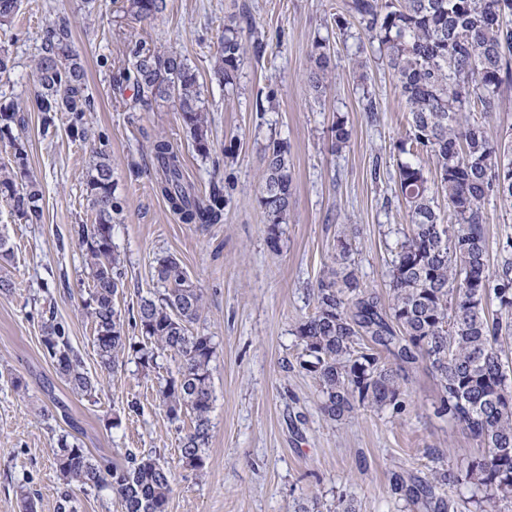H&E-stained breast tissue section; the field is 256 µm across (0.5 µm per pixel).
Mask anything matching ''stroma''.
Here are the masks:
<instances>
[{"mask_svg": "<svg viewBox=\"0 0 512 512\" xmlns=\"http://www.w3.org/2000/svg\"><path fill=\"white\" fill-rule=\"evenodd\" d=\"M124 0H20L11 25L0 28V51L15 67L0 78V105L17 104L24 144L41 190L40 223L29 224L0 200V234L12 250L0 276V512H21L20 489L37 498V512H56L60 479L58 435L71 434L95 457L123 460L126 451L160 455L174 474L168 512H292L297 499L317 498L321 512L340 499L359 512H433L423 500L396 493L399 476L427 477L432 467L481 454L459 424L438 414L440 390L423 364H407L406 408L359 409L333 421L320 409L317 380L301 370L298 322L314 310L313 288L330 266L338 239L352 245L349 261L380 301L388 299V267L406 226L397 203L398 145L407 131L397 79L355 19L337 25L343 0H167L153 21L136 22ZM246 11L265 43L247 53L233 86L212 75L228 16ZM67 18L86 70L93 107L86 119L96 147L112 163L123 210L112 227L122 287L115 298L128 335L141 298L157 289L160 257H176L201 288L197 330L212 336L213 409L206 466L179 463V439L190 415L170 422L156 390L176 370L171 358L144 372L128 360L101 371L94 326L84 315L91 278L71 239L93 220L86 195L91 147L72 139V116L58 113L44 127L31 102L33 65L47 25ZM136 39L180 53L198 73L211 119L209 156L199 155L177 106H140L132 84L118 83L127 47ZM329 42V89L317 96L307 82L314 40ZM376 111H366L367 102ZM351 131L331 148L336 119ZM168 136L200 196L224 195L217 224H184L155 193L151 143ZM286 142L294 196L277 243L259 204L264 154ZM490 262L500 265L512 240V205L486 204ZM53 305L87 370L100 378L95 398L77 396L57 377L41 347L38 312ZM22 388H15V381Z\"/></svg>", "mask_w": 512, "mask_h": 512, "instance_id": "stroma-1", "label": "stroma"}]
</instances>
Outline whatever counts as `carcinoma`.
Instances as JSON below:
<instances>
[{"instance_id": "1", "label": "carcinoma", "mask_w": 512, "mask_h": 512, "mask_svg": "<svg viewBox=\"0 0 512 512\" xmlns=\"http://www.w3.org/2000/svg\"><path fill=\"white\" fill-rule=\"evenodd\" d=\"M19 5L20 0H0L1 27L11 23ZM166 6V0H126L125 13L141 23ZM344 7L377 42L405 98L409 133L400 151L430 155L434 179L418 164H398L397 200L405 208L408 228L396 243L388 271V305L361 283L347 264L351 243L339 240L336 266L314 288V312L296 328L302 346L299 366L318 379L322 412L340 421L360 408L402 409L404 378L382 353L402 363H425L440 388V412L463 426L484 452L409 485L399 480L395 490L413 500L429 499L435 512H447L437 492L444 486L464 487L470 492L466 503L478 512H495L498 501L512 499V360L505 350L512 339V260L496 270L490 267L485 203L491 196L512 202V144L489 134L473 112L495 111L502 87L512 83V0H346ZM254 29L245 13L224 25L213 66L219 83H233L247 52L244 33ZM126 62L120 80L133 85L137 100L147 106L176 102L195 150L208 155L210 120L195 70L175 51L141 42L129 47ZM310 62L308 81L318 90L333 65L326 41L314 42ZM34 75L41 87L34 105L44 127L54 124L56 113L70 112L75 115L71 136L83 143L95 138L83 122L91 101L67 21L47 28ZM19 112L15 106L0 108V140L14 149L12 162L0 166V198L18 217L36 224L42 216L41 191L13 135V127L23 123ZM349 138L345 122L336 119L332 147L341 150ZM152 151L159 173L156 189L179 220L219 223L223 196L214 192L205 200L197 193L168 139L153 140ZM86 192L94 222L73 225L71 239L92 278L83 309L94 324L100 368L110 373L130 356L149 371L158 357L171 354L177 371L160 384L157 397L171 421L193 415V426L180 441L179 462L200 471L210 439L215 354L213 337L192 329L201 318L203 292L176 258L158 259L154 277L161 292L138 305L135 326L141 338L126 335L114 308L121 260L112 246V223L122 205L112 185V163L96 147L91 148ZM437 192L447 200L448 222L438 210ZM292 194L288 146L275 142L265 153L259 198L273 246L280 225L288 223ZM490 301L497 304L493 314ZM39 316L43 351L56 374L74 394L96 396L100 381L85 368L65 325L52 309ZM55 464L63 484L57 512H75V487L107 488L125 512H167L173 473L157 455L127 452L125 462L105 463L62 434Z\"/></svg>"}]
</instances>
